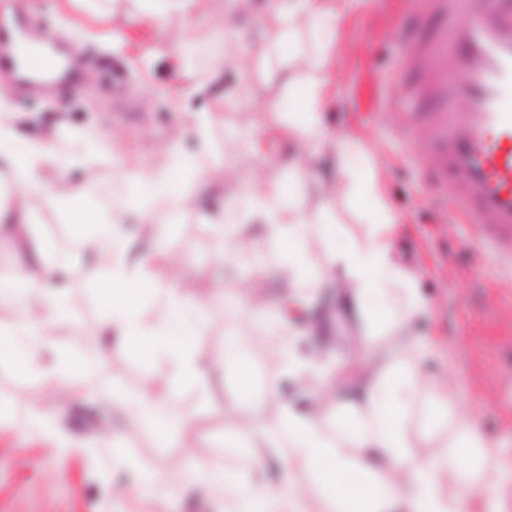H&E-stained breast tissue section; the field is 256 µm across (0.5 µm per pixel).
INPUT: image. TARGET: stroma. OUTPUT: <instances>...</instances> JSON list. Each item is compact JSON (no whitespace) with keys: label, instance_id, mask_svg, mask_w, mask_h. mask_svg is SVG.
<instances>
[{"label":"stroma","instance_id":"35a3bbf8","mask_svg":"<svg viewBox=\"0 0 512 512\" xmlns=\"http://www.w3.org/2000/svg\"><path fill=\"white\" fill-rule=\"evenodd\" d=\"M341 5L333 60L323 71L314 63L317 49L307 27H300L293 52L272 44V0H250L244 11L225 9L229 29L223 35L206 17L159 25L136 0H18L16 9L30 28L52 29L57 42L78 53L83 75L55 94L24 98L11 91L0 100V114L22 113L29 136L50 141L63 153L74 189L88 192L106 209L125 192L122 166L150 168L165 160L169 145L192 147L191 129L202 122L213 152L222 154L224 137L235 129L240 113L263 112L271 105L289 112L294 83L328 77L330 126L357 138L378 161L389 202L401 220L404 259L423 273L432 306L418 329L431 334L438 348L428 372L452 384L448 416L474 418L499 442L501 455L512 460V283L494 255L472 247L470 227L455 223L450 209L437 205L422 182L415 155L426 149L428 134L421 130L406 141L379 112L385 100L404 93L402 81L388 72L402 52L403 13L416 2L341 0ZM260 44L267 47L261 57L254 52ZM229 48L237 65L225 68L218 86L214 67ZM116 69L121 72L117 79L112 76ZM89 135L98 139V181L91 187L79 178L76 149L77 139ZM292 161L314 172L301 189L306 208L317 210L319 184L335 179V160L326 151L302 153L283 126L263 133L255 151L241 161L237 188L213 181L189 196L166 241L149 243L136 230L128 232L130 256L156 252L159 278L186 261L197 266V273L185 275L179 286L205 311L200 351L222 360L226 334L249 333L257 404L280 384L270 357L279 339L266 319L231 308L212 288V279L226 274L224 240L213 231L205 205L220 203L227 213L241 214L253 191L287 181ZM30 221L45 247L44 259L65 264L69 276L70 310L52 324L48 347L97 362L94 388L114 384L138 391L142 364L117 356L116 343L96 335L105 316L98 297L102 274L81 247L87 231L69 224L54 207ZM318 340L326 354L358 374L352 363L355 336L335 310H327ZM94 388L63 398L36 377L0 367V512H219L223 498L178 486V475L197 467L252 479L248 447L224 444L225 433L234 427L224 414L236 399L232 366H224L205 386L174 393L168 409L191 415L193 424L173 429L164 440L119 407L100 401ZM36 405L58 410L59 424L75 447H59L31 424ZM102 428L111 430L113 441L99 439Z\"/></svg>","mask_w":512,"mask_h":512}]
</instances>
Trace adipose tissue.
<instances>
[{"label": "adipose tissue", "mask_w": 512, "mask_h": 512, "mask_svg": "<svg viewBox=\"0 0 512 512\" xmlns=\"http://www.w3.org/2000/svg\"><path fill=\"white\" fill-rule=\"evenodd\" d=\"M158 23L170 17L190 19L198 14L219 16V0H143ZM338 0H279L273 41L290 47L298 22L308 24L319 47L318 68H327L332 34L339 16ZM329 85L317 80L294 88L289 132L301 146L330 150L336 158V180L324 187L325 203L308 212L294 183L279 182L249 198L245 212L225 217L216 229L230 250L226 260L251 272L246 285H225L236 309L263 311L281 343L272 356L283 373L302 393L307 405L298 408L293 398L276 391L271 396L277 421L267 432L255 428L250 398L253 368L246 356L248 336L241 331L227 335L224 360L235 367L238 427L230 440L246 443L258 468L276 463L277 482L264 477L242 481L233 472L185 471L181 480L224 490V501L233 512H505L498 485L482 480L483 462L490 453L487 440L474 421L457 423L442 451L431 454L424 443L408 438V410L414 399L429 402L427 419L436 422L448 402L438 381L428 379L420 360L427 342L412 335L413 321L427 307L415 268L407 265L398 246L399 221L392 212L380 179V169L354 138H333L325 120ZM281 113L246 114L240 129L226 135L224 157L205 162L203 153L174 152L152 168L130 166L122 178L128 187L124 200L101 211L96 203L77 193L64 177L49 180L46 167L55 164L54 152L42 141L27 136L20 122L0 115V158L7 161L13 178L15 215L0 212V245L27 234L22 219L53 206L65 211L71 224L87 229L102 271L100 300L107 309L99 333L117 337L123 355L140 361H159L167 375L161 382L147 380L132 395L112 389L111 396L129 414L151 426L158 437L172 427L190 425L189 416H157L156 407L177 387H196L212 373L215 364L194 346L205 312L190 303L176 280L154 275V253L130 261L125 227L129 214L140 219L142 234L166 240L178 221L188 195L222 176L254 149L267 127L280 123ZM345 195L365 220L361 234H353L336 219L334 199ZM325 254L323 269L309 260L313 247ZM279 258L277 269L265 262L266 248ZM54 266L20 263L0 301L16 303L21 317L10 330L0 331V365L34 374L53 389L77 394L87 382L84 360L56 354L44 364L46 327L68 311L65 295L51 289ZM279 278L283 286L268 295L264 284ZM335 289V304L350 310L362 344L360 379L336 386V373L323 362L320 348L301 352L298 336L317 335L321 319L314 316V291ZM163 296L166 307L158 315L146 314L144 294ZM399 330L407 337L401 352L381 357L374 353L375 337ZM365 476L353 491L342 482L348 469ZM453 473L456 490H442V479Z\"/></svg>", "instance_id": "1"}]
</instances>
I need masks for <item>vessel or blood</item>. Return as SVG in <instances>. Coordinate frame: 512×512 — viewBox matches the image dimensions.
Here are the masks:
<instances>
[{
	"label": "vessel or blood",
	"instance_id": "1",
	"mask_svg": "<svg viewBox=\"0 0 512 512\" xmlns=\"http://www.w3.org/2000/svg\"><path fill=\"white\" fill-rule=\"evenodd\" d=\"M422 14L450 18L429 42L409 41L396 72L416 71L387 115L404 138L426 129L434 164L424 176L453 200L476 242L512 265V0H421ZM19 15L0 20V73L38 87L53 60L23 44Z\"/></svg>",
	"mask_w": 512,
	"mask_h": 512
}]
</instances>
